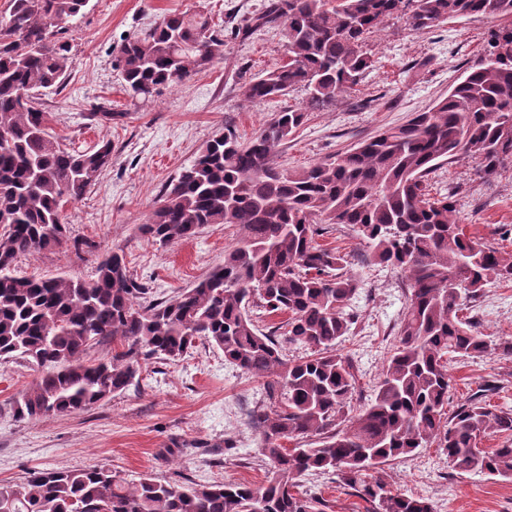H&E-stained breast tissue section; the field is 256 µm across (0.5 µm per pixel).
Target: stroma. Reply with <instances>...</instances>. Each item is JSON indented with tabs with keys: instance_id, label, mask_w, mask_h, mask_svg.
I'll return each mask as SVG.
<instances>
[{
	"instance_id": "obj_1",
	"label": "stroma",
	"mask_w": 512,
	"mask_h": 512,
	"mask_svg": "<svg viewBox=\"0 0 512 512\" xmlns=\"http://www.w3.org/2000/svg\"><path fill=\"white\" fill-rule=\"evenodd\" d=\"M267 0H88L68 24L71 45L63 89L46 92L48 133L80 150L112 144V164L86 197L64 210L70 232L62 245L21 259L20 271L36 277H92L106 253L123 250L131 274L160 297L173 296L223 264L239 239L236 228L211 224L194 239L160 245L136 232L147 223L165 185L188 166L215 133L231 129L240 139L256 135L274 112L303 107L304 88L258 104L246 103L242 87L283 62L282 29L246 37L231 27L262 11ZM206 8L224 39L223 54L204 72L157 90L150 101L124 90L117 63L123 40L169 13ZM496 23L456 19L431 30H413L406 18L389 20L371 35L375 63L356 91L336 105L308 113L281 147L278 164L301 170L351 149L385 128L446 96L451 84L484 54ZM115 111L112 122L96 114ZM431 195L456 191L467 230L503 255H512V167L484 179L474 161L448 163L429 178ZM319 244L341 247L350 271L363 284L355 322L338 347L356 378L352 409L370 399L396 341L408 283L398 271L365 261L366 247L352 229L335 226ZM494 339L512 341V281L487 284L468 311ZM448 410L486 390L491 404L512 408V357L492 354L448 365ZM35 371L0 360V482H17L30 469L97 465L128 481L262 484L268 471L258 431L245 413L261 396L259 379L227 364L222 351L202 343L177 362L143 361L138 387L112 395L87 410L37 420H17L13 398L30 387ZM382 474L394 491L429 499L435 512H512V479L480 471L459 472L437 447L417 449ZM302 492L320 496L325 512H366L365 502L338 474L308 475Z\"/></svg>"
}]
</instances>
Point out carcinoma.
Wrapping results in <instances>:
<instances>
[{
	"mask_svg": "<svg viewBox=\"0 0 512 512\" xmlns=\"http://www.w3.org/2000/svg\"><path fill=\"white\" fill-rule=\"evenodd\" d=\"M88 0H10L12 28L0 30V359L41 370L14 400L33 420L88 409L139 384L140 355L184 357L203 341L224 361L263 379L248 413L270 466L265 483H177L151 476L127 482L100 466L37 469L0 483V512H324L298 492L305 475L336 472L372 512H433L424 498L395 493L373 472L439 441L459 472L512 478V409L475 396L447 416V358L500 352V342L459 316L491 280H512V256L466 233L456 201L430 200V174L471 159L485 177L512 166V0H269L237 34L285 31L288 62L243 87L257 104L300 86L305 105L274 114L242 141L215 134L168 183L140 236L162 245L195 238L209 224L241 237L224 265L170 298L134 279L123 251H112L90 279L22 275L18 259L67 237L64 205L84 198L112 164L106 141L91 150L61 145L47 132L40 93L61 88L71 45L66 23ZM416 31L460 18L500 21L488 54L448 95L406 123L389 127L300 171L276 166L280 146L305 113L334 105L360 85L374 61L368 35L398 14ZM224 39L204 11L172 14L124 40L118 66L134 98L204 71ZM346 224L372 262L408 281L398 345L371 399L356 413L351 361L336 352L353 325L347 312L362 284L348 254L316 242L320 224ZM286 315L266 333L253 310ZM110 337L124 350L89 361ZM310 354L290 358L285 350ZM507 435L485 452L478 440ZM294 442L287 448L284 442Z\"/></svg>",
	"mask_w": 512,
	"mask_h": 512,
	"instance_id": "1",
	"label": "carcinoma"
}]
</instances>
